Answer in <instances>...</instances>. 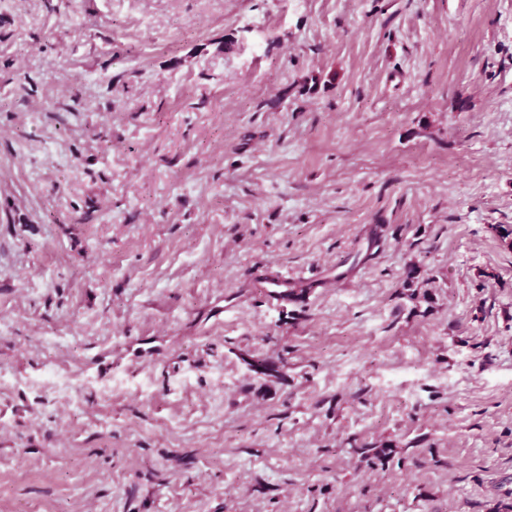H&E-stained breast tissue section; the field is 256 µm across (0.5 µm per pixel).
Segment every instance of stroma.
I'll list each match as a JSON object with an SVG mask.
<instances>
[{
  "mask_svg": "<svg viewBox=\"0 0 512 512\" xmlns=\"http://www.w3.org/2000/svg\"><path fill=\"white\" fill-rule=\"evenodd\" d=\"M498 224L512 0H0V512L512 504ZM393 448L391 444H381L379 446H373L369 443L358 444L356 439L350 443V452L352 455H357L368 461L376 459L382 464L388 463L393 459L396 453Z\"/></svg>",
  "mask_w": 512,
  "mask_h": 512,
  "instance_id": "1",
  "label": "stroma"
}]
</instances>
